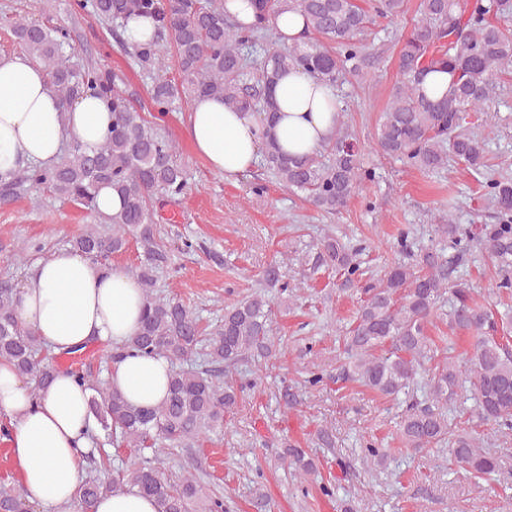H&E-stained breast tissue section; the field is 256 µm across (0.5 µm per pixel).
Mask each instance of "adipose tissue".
<instances>
[{
	"label": "adipose tissue",
	"mask_w": 512,
	"mask_h": 512,
	"mask_svg": "<svg viewBox=\"0 0 512 512\" xmlns=\"http://www.w3.org/2000/svg\"><path fill=\"white\" fill-rule=\"evenodd\" d=\"M272 98L276 110L269 121L228 109L219 98L193 100L187 134L213 172L228 179L246 173L269 142L291 154L311 155L334 133L336 92L321 80L288 72L273 86ZM111 124L103 100L83 97L61 108L42 66L22 56L0 58V171L19 159L52 163L71 142L94 151ZM143 308L142 289L124 270L106 272L62 250L34 265L15 314L54 352L64 353L92 343L124 347L140 327ZM169 369L165 358L130 354L113 364L108 377L129 403L150 408L167 396ZM89 398V389L66 370L35 392L0 363V414L10 425L23 490L42 512H61L75 500L95 428Z\"/></svg>",
	"instance_id": "ef3b65f1"
}]
</instances>
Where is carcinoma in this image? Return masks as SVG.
Listing matches in <instances>:
<instances>
[{
	"mask_svg": "<svg viewBox=\"0 0 512 512\" xmlns=\"http://www.w3.org/2000/svg\"><path fill=\"white\" fill-rule=\"evenodd\" d=\"M224 3L73 0L71 7L76 15L98 18L134 65L153 79L151 98L160 111L184 98L207 95L260 116L274 112L270 88L288 70H302L333 88L348 75L368 77L373 56L362 35L375 20H393L405 11V0H257L255 20L244 25L230 18ZM285 11L304 19L306 40L260 48V40L274 34L276 16ZM416 13L398 53V85L377 127L379 151L421 171L441 168L451 159L479 171L484 156L467 118L471 112L489 111L503 75L512 71V0H419ZM133 16L156 21L149 42L130 45L124 40ZM5 26L20 52L48 72L63 105L87 94L103 98L112 110V128L92 153L71 143L51 165L0 174V203L47 189L94 209L101 188L118 193L120 212L104 217L103 228L73 239L71 250L97 263L124 251L127 235L136 232L142 260L128 273L143 288L145 309L129 347L170 362L167 397L152 408L129 404L91 370H70L92 391L90 411L107 437L138 454V461L117 476L105 477L101 472L111 464L103 449L106 441L91 435L99 452L89 458L91 470L78 486L73 512H93L100 497L134 488L154 498L157 512H225L224 498L197 474L188 471L178 482H168L157 445L167 441L172 448H195L203 435L224 426V417L237 406V388L224 377L242 361L267 362L283 348L273 328L272 300L254 292L225 308L223 319L208 331L184 303L153 293L155 273L168 263L167 246L153 221V199L159 193L174 198L187 185L176 144L150 126L120 74L92 61H72V30L66 25L14 15L5 18ZM169 45L177 63L173 76L166 66ZM259 48L262 53L255 59L245 54ZM435 69L448 71L451 81L443 96L430 99L422 84ZM262 154L264 166L284 187L329 214L344 208L371 178L359 141L346 127H336L314 155L285 154L273 146ZM484 188L496 207V223L462 229L450 215L435 231L460 253L466 251L464 240L479 246L499 270V287L512 289V179H491ZM358 255L359 249L326 236L310 271L336 270L347 283H359ZM454 272V262L441 248L420 253L411 266L397 262L380 278L365 281V299L345 337L341 378L394 398L411 395L425 380L430 402L407 406L399 424L404 446L422 451L446 444L451 464L489 479L500 471L498 452L477 435L450 431L446 409L468 390L479 420L512 432V311L502 314L478 303L469 289H453L449 327L473 331L467 374H462L446 355V339L438 345L427 333ZM19 292L14 279H0V361L30 380L36 391L50 382L59 365L35 332L16 318ZM197 353L199 363L192 360ZM279 458L301 479L318 472L312 455L296 445ZM27 504L11 476L0 479V512H25Z\"/></svg>",
	"mask_w": 512,
	"mask_h": 512,
	"instance_id": "1",
	"label": "carcinoma"
}]
</instances>
